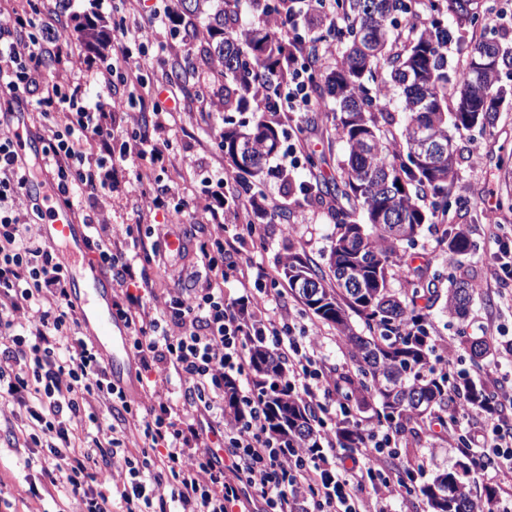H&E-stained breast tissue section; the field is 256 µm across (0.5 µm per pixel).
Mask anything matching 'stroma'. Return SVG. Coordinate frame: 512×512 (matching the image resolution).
I'll use <instances>...</instances> for the list:
<instances>
[{
	"label": "stroma",
	"instance_id": "1",
	"mask_svg": "<svg viewBox=\"0 0 512 512\" xmlns=\"http://www.w3.org/2000/svg\"><path fill=\"white\" fill-rule=\"evenodd\" d=\"M129 2L70 0L68 9L58 13L59 29L75 46L65 61L66 74L88 95L98 94L100 85L92 62L93 55L75 29L76 19L94 10L106 20L124 15L129 11ZM200 48V40L165 35L162 46L153 45L147 49L149 64L142 71L146 85L153 87L167 81L172 62L196 56ZM205 89V82L200 77L180 81L183 122L168 134L174 162L159 179L142 187L128 184L111 199H92L87 203L88 209L98 211L106 224L119 229L138 223L140 215L149 212L151 199L166 195L168 190L178 191L180 197L187 201L188 206L182 211L166 212L163 222L172 232L188 238V255L170 253L161 260L151 253L142 257L153 286L159 291L177 287L197 288L204 280L205 271L197 267L196 258L200 246L209 241L212 229L209 225L196 223L190 208L191 201L199 196L219 197L228 216L236 208L238 172L225 160L224 152L218 146L225 114L203 104ZM313 117L315 128L304 135L307 151L324 157L322 172L331 178L337 174L342 146L335 138L328 106L318 108ZM454 143L459 151L458 179L448 195V216L451 223L468 226L475 247L469 255L456 261L449 260L448 251L440 242L438 227L424 225L415 244L400 247L398 256L403 265L396 268L391 288L396 294H405L408 272L418 265L425 269L427 276L434 278L435 286L442 294L447 292L451 277L466 273L474 276L478 289L466 323L450 320L440 307L431 310L436 336L447 341L455 352L459 368L466 369L470 362L459 349L460 332L490 336L500 349L512 341V274L500 270L493 262L497 238L512 239V208L502 202L505 180L497 165L498 158L512 154V109L500 112L494 128L489 131L455 134ZM267 166L258 183V202L262 211L248 216L256 231L243 233L240 249L267 273L266 284L271 291L279 293L281 304L300 323L320 336L326 367L343 368V342L336 329L320 322L306 310L291 294L282 277V263L292 249L305 254L313 262L326 264L334 226L327 218L325 206L305 201L298 190L299 185L312 179L306 160L293 164L275 156ZM284 171L292 179L295 192H288L285 188L280 177ZM279 209L290 212V221L270 218V211ZM428 454L434 456L436 466L441 468H455L460 458L458 450L450 448L437 434L424 428L418 439L403 449L388 471L391 476H399L409 461ZM25 458V452L0 449V512H55L60 506L65 512H83L82 503L73 498L66 499L60 506L48 496L32 498L29 488L36 482L37 475L35 469L26 467Z\"/></svg>",
	"mask_w": 512,
	"mask_h": 512
}]
</instances>
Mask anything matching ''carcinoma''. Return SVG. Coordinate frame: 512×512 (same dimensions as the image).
Here are the masks:
<instances>
[{"label": "carcinoma", "mask_w": 512, "mask_h": 512, "mask_svg": "<svg viewBox=\"0 0 512 512\" xmlns=\"http://www.w3.org/2000/svg\"><path fill=\"white\" fill-rule=\"evenodd\" d=\"M240 0H177L180 29L184 35L203 38L206 47L193 62H176L172 76L185 80L201 73L207 85L217 88L222 111L248 112L256 103L252 124L227 127L220 134L224 158L243 174L238 196L255 198L251 179L263 173L267 159L278 152L283 137L279 95L288 84V53L304 59L311 69V92L330 100L336 140L344 146L339 161V177L314 178L306 184L307 197L334 204L327 217L334 224L335 238L328 258L329 271L303 258L288 254L283 263L284 277L300 302L323 323L332 325L347 345L346 368L340 383L350 398L363 405L377 401L378 421L404 436L417 435V428L429 420L448 421V408L455 394L463 392L475 401L486 398L488 386L459 370L452 374L432 364L436 337L427 310L443 301L442 310L452 319L463 320L469 312L476 288L464 278L450 283L440 298L433 283L416 275L411 295L399 298L389 288L394 275L393 257L400 245L411 242L426 224H436L439 209L448 204L434 201L418 204L424 193L432 197L448 194L457 179L459 154L448 135V126L458 132L493 126L501 106L512 101V86L499 83L500 75L512 72V46L505 36L487 38L477 33L479 14L472 0H427L433 20L422 32H411L399 44V18L411 14L406 0H331L330 12L317 13L321 32L311 40L301 36L284 44L271 30V15L286 12L299 22V0H250L253 21L238 23ZM206 16L203 29L196 21ZM76 29L86 47L94 52L110 38L106 25L90 18L78 19ZM473 37L474 48L464 65L448 61V42L466 44ZM344 47L339 63L324 68L316 52L321 42ZM488 49L493 65L478 70L473 54ZM400 91L406 123L401 138L412 150L414 136L425 129L443 145L444 151L431 166H407L403 153L390 138V113L384 111L385 88ZM455 100L448 112V98ZM248 140L250 161H238L235 142ZM441 243L449 258L468 254L473 241L464 227L457 225L442 232ZM349 269L359 280L350 285L343 280ZM303 278L312 288L295 287ZM364 321L369 335L354 333L350 315ZM473 361L492 354L488 336L464 342ZM252 370L268 403V433L284 447H322L315 410L298 400L283 383V364L263 343L251 349ZM224 409L239 414L242 407L236 382L224 383ZM468 471L461 462L453 470L435 471L418 486L431 512H477L461 473Z\"/></svg>", "instance_id": "1"}]
</instances>
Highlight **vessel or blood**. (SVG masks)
Wrapping results in <instances>:
<instances>
[{"instance_id": "b4317fda", "label": "vessel or blood", "mask_w": 512, "mask_h": 512, "mask_svg": "<svg viewBox=\"0 0 512 512\" xmlns=\"http://www.w3.org/2000/svg\"><path fill=\"white\" fill-rule=\"evenodd\" d=\"M12 134L19 157L34 151L35 143L29 135L24 115H17ZM28 192L52 205L48 222L39 227L40 236L54 247L57 260L67 273L69 293L77 307L84 334L104 355L113 384L125 387L131 329L113 306L114 284L110 273L89 251V227L77 222L70 208L53 206L54 196L49 186L32 185Z\"/></svg>"}]
</instances>
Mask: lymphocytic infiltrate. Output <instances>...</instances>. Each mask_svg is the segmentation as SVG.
I'll return each mask as SVG.
<instances>
[{"label":"lymphocytic infiltrate","mask_w":512,"mask_h":512,"mask_svg":"<svg viewBox=\"0 0 512 512\" xmlns=\"http://www.w3.org/2000/svg\"><path fill=\"white\" fill-rule=\"evenodd\" d=\"M0 14L11 20L0 26V94L31 103L41 115L38 165L52 172L58 195L89 224V245L118 287L113 306L131 327V348L144 372L140 400L131 403L82 332L54 248L30 233L28 215L39 206L25 195L28 174L12 136H0V402L15 408L8 447L36 456L31 496L55 491L80 499L83 512H169L172 502L176 512H248L252 493L265 512H388L392 498L409 492L380 466L395 453L393 431L356 419L359 448L337 453L327 432L324 448L312 454L284 450L268 435L263 398L244 397L242 414L225 412L224 382L249 375L250 346L258 339L285 361L287 384L301 400L323 410L343 398L318 339L299 340L296 322L261 288L264 271H253L217 207L207 200L194 205L195 216L213 227L202 261L218 274L232 267L240 295L225 298L208 281L168 289L160 310L152 304L151 280L138 268L140 253L160 249V226L150 225L145 236L130 225L116 232L85 211V197L108 199L117 191L130 156L164 160L167 134L181 120L174 84L163 85L158 98L129 83L128 96L144 113L130 120L127 144L114 150L115 65L100 66L103 92L88 97L50 73L68 53L42 0H0ZM178 24L176 0H154L140 20L118 21L113 31L123 52L156 43ZM503 401L511 403L512 394L455 411L459 423L484 415L485 426L467 434L463 451L478 474L501 485L512 479V421L498 410ZM78 416L87 429L72 426ZM131 430L141 447H126ZM119 465L130 479L114 486L109 473Z\"/></svg>","instance_id":"obj_1"}]
</instances>
